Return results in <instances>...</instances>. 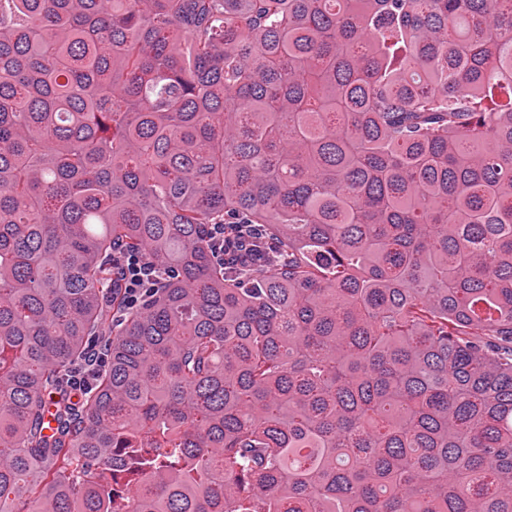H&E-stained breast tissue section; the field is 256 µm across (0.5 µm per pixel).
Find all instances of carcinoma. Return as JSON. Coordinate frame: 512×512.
<instances>
[{
  "label": "carcinoma",
  "mask_w": 512,
  "mask_h": 512,
  "mask_svg": "<svg viewBox=\"0 0 512 512\" xmlns=\"http://www.w3.org/2000/svg\"><path fill=\"white\" fill-rule=\"evenodd\" d=\"M0 512H512V0H0ZM262 225L213 224L210 232L212 252L221 262L246 266L258 256L265 238ZM227 256V259H226ZM112 264L117 269L118 290L129 309L143 304L161 284L167 272L149 262L139 252L117 249L112 255ZM107 364L108 353L103 349L93 348L90 356L86 359L85 366L74 369L66 379V384L73 396L86 392L90 387L89 377L92 376V379H95L106 368Z\"/></svg>",
  "instance_id": "obj_1"
}]
</instances>
